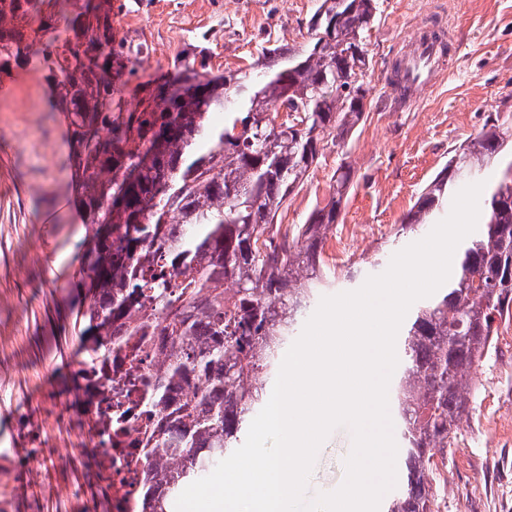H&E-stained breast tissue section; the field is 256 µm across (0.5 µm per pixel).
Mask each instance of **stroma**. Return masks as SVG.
I'll return each mask as SVG.
<instances>
[{
  "instance_id": "stroma-1",
  "label": "stroma",
  "mask_w": 512,
  "mask_h": 512,
  "mask_svg": "<svg viewBox=\"0 0 512 512\" xmlns=\"http://www.w3.org/2000/svg\"><path fill=\"white\" fill-rule=\"evenodd\" d=\"M117 37L142 44L138 76L183 63L219 74L250 67L263 48L310 43L320 0H112ZM450 27L459 43L451 74L414 111L397 112L390 64L412 45L417 23ZM371 65L365 115L345 146L328 145L282 221L305 223L324 205L341 163L353 184L324 249L334 293L383 273L404 215L461 145L496 120L512 132V0H376L365 33ZM69 160L68 118L55 110L35 67L0 78V512H111L78 388L87 306L79 257L82 221ZM475 368L477 393L448 452L435 456L438 512H512V326ZM352 434L320 447L308 492L340 487Z\"/></svg>"
}]
</instances>
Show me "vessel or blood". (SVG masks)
Segmentation results:
<instances>
[{"label": "vessel or blood", "mask_w": 512, "mask_h": 512, "mask_svg": "<svg viewBox=\"0 0 512 512\" xmlns=\"http://www.w3.org/2000/svg\"><path fill=\"white\" fill-rule=\"evenodd\" d=\"M454 51V40L447 30L437 31L427 24L417 27L412 46L402 57L398 85L391 90L399 111H413L422 94L447 78V58Z\"/></svg>", "instance_id": "1"}]
</instances>
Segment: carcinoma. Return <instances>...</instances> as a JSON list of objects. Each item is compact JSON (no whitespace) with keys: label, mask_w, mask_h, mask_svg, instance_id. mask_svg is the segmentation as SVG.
Listing matches in <instances>:
<instances>
[{"label":"carcinoma","mask_w":512,"mask_h":512,"mask_svg":"<svg viewBox=\"0 0 512 512\" xmlns=\"http://www.w3.org/2000/svg\"><path fill=\"white\" fill-rule=\"evenodd\" d=\"M376 0H321L303 54L274 46L262 71L211 75L187 63L125 94L140 46L117 38L112 0H0V74L34 59L70 114V162L85 223L80 271L90 302L81 336L82 390L119 356L157 334L170 350L153 374L129 362L113 380L138 394L144 426L112 397L98 401L101 444L140 431L147 466L139 512H175L180 493L239 447L266 382L307 310L333 283L322 257L353 170L336 169L327 203L284 224L328 143L363 120V35ZM224 113V126L209 122ZM508 135L487 124L457 151L401 221L421 229L469 176L496 159ZM512 316V162L485 199L448 286L418 304L399 336L391 393L404 447L403 478L382 512H435L433 458L450 448L474 401L471 372Z\"/></svg>","instance_id":"1"}]
</instances>
